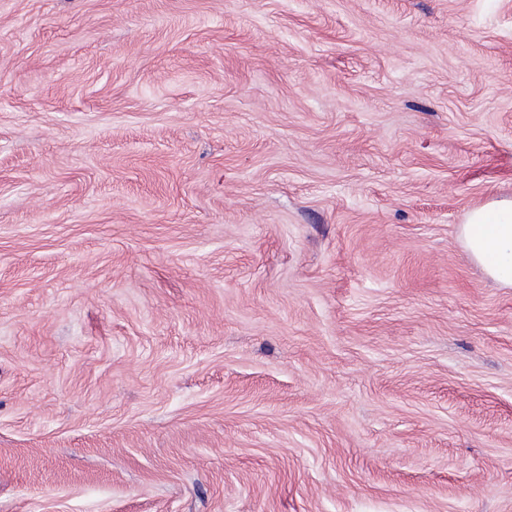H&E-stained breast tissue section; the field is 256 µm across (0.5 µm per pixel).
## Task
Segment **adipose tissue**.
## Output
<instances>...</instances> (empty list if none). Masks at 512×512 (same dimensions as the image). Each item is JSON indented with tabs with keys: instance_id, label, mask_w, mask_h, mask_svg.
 <instances>
[{
	"instance_id": "ef3b65f1",
	"label": "adipose tissue",
	"mask_w": 512,
	"mask_h": 512,
	"mask_svg": "<svg viewBox=\"0 0 512 512\" xmlns=\"http://www.w3.org/2000/svg\"><path fill=\"white\" fill-rule=\"evenodd\" d=\"M460 238L470 259L490 279L512 286V199L492 200L470 210Z\"/></svg>"
}]
</instances>
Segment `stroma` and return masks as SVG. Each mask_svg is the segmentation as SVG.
I'll return each mask as SVG.
<instances>
[{
	"label": "stroma",
	"mask_w": 512,
	"mask_h": 512,
	"mask_svg": "<svg viewBox=\"0 0 512 512\" xmlns=\"http://www.w3.org/2000/svg\"><path fill=\"white\" fill-rule=\"evenodd\" d=\"M512 0H0V512H512ZM460 238L470 259L490 279L512 286V199L492 200L470 210Z\"/></svg>",
	"instance_id": "obj_1"
}]
</instances>
